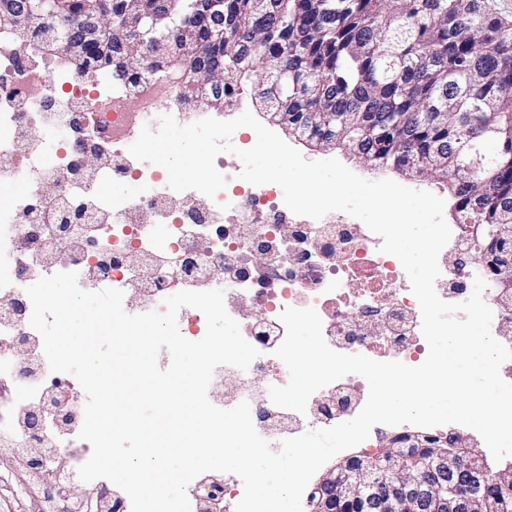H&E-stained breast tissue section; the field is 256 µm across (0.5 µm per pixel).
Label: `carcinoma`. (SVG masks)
I'll list each match as a JSON object with an SVG mask.
<instances>
[{"label":"carcinoma","mask_w":512,"mask_h":512,"mask_svg":"<svg viewBox=\"0 0 512 512\" xmlns=\"http://www.w3.org/2000/svg\"><path fill=\"white\" fill-rule=\"evenodd\" d=\"M15 2L0 28L130 87L155 79L222 107L224 87L268 69L261 102L308 148H342L371 171L430 177L448 191L462 242L512 322V288L501 282L512 267V23L482 0H229L224 30L200 43L183 26V0L170 5L174 21L152 31L111 16L149 13L156 0H63L51 15L41 0ZM26 7L43 15L39 25L29 26ZM49 28L76 41L42 38ZM210 56L222 74L209 75ZM436 455L483 469L479 512H512V474H502L512 460L494 466L448 439L407 435L372 457L416 476Z\"/></svg>","instance_id":"obj_1"}]
</instances>
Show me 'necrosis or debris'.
<instances>
[{"label":"necrosis or debris","mask_w":512,"mask_h":512,"mask_svg":"<svg viewBox=\"0 0 512 512\" xmlns=\"http://www.w3.org/2000/svg\"><path fill=\"white\" fill-rule=\"evenodd\" d=\"M157 84L136 89L62 71L34 48L0 29V184L21 181L28 190L0 210V446L11 449L37 479L57 487L76 481L92 448L79 439L86 395L77 379L49 369L40 334L29 324L22 270L60 271L135 291L141 312L161 313L182 288L226 285L225 307L256 347L248 370L233 378L279 376L264 351L285 337L279 319L288 307H311L327 344L376 361L423 363L428 355L421 311L410 280L382 239L359 219L332 212L322 219L292 213L280 187L251 185L240 166L216 158L228 183L215 198L176 192L155 168L135 163L129 147L143 126H157ZM108 182L139 187L135 197L103 196ZM67 238L70 257L58 263L55 246ZM261 238L266 265L253 261ZM27 347V361L13 359ZM313 412L264 409L273 434L290 437L306 424L331 427L357 415L368 394L363 379L346 375L318 390ZM66 413L64 425L34 428L41 408Z\"/></svg>","instance_id":"1"}]
</instances>
